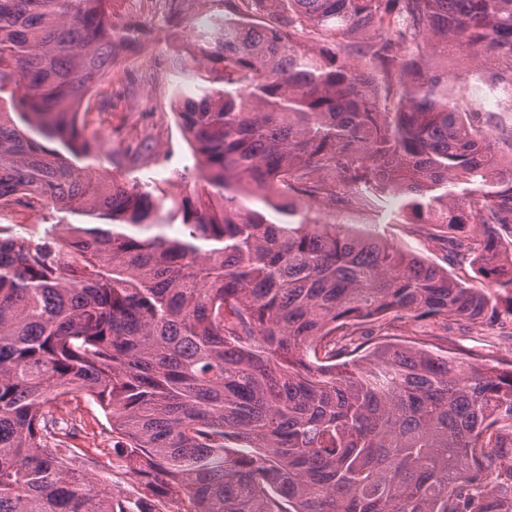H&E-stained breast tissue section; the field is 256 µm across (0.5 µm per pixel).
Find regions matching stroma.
Returning <instances> with one entry per match:
<instances>
[{"label":"stroma","instance_id":"obj_1","mask_svg":"<svg viewBox=\"0 0 512 512\" xmlns=\"http://www.w3.org/2000/svg\"><path fill=\"white\" fill-rule=\"evenodd\" d=\"M211 8L210 0H194L183 8L185 20L181 27L173 29L168 25L164 0H112L114 13L140 27V40L123 53L89 101L90 131L102 138L113 155H124L144 139L153 152L168 154L166 167L153 169L151 175L165 181V190L172 196L183 194L186 188L185 182L176 179V171L192 162L173 116V103L196 94L190 80L174 74V47L190 38ZM335 219L337 223L378 235L402 250L422 255L473 286L481 284L472 267H461L449 260L443 244L432 243L415 233L413 225L406 223L397 199H382L369 209L339 210ZM385 322L380 334L375 333L373 324L364 325V346H372L383 338L403 345L424 346L441 355L477 362L489 360L502 368L512 366V318L489 317L477 330L454 320L415 318L400 313L386 316ZM72 406L83 426L76 446L111 448L110 426L101 409L82 397L75 398Z\"/></svg>","mask_w":512,"mask_h":512}]
</instances>
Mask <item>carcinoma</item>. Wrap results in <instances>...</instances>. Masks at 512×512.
Masks as SVG:
<instances>
[{"instance_id": "1", "label": "carcinoma", "mask_w": 512, "mask_h": 512, "mask_svg": "<svg viewBox=\"0 0 512 512\" xmlns=\"http://www.w3.org/2000/svg\"><path fill=\"white\" fill-rule=\"evenodd\" d=\"M215 2L175 58L199 96L169 198L100 177L81 111L137 26L0 0V220L43 198L39 231L0 223V512H512V369L354 356L391 313L479 328L488 292L307 206L396 197L512 317V129L481 108L512 112V0ZM459 52L495 63L466 98ZM78 395L112 459L73 444Z\"/></svg>"}]
</instances>
